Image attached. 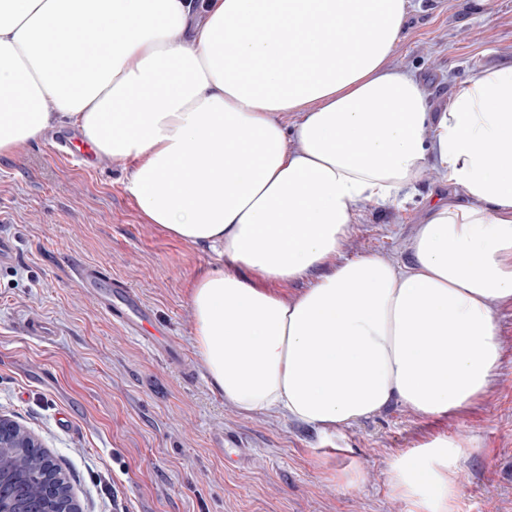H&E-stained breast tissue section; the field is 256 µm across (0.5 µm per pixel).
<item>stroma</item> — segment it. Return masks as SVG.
I'll use <instances>...</instances> for the list:
<instances>
[{
	"instance_id": "35a3bbf8",
	"label": "stroma",
	"mask_w": 512,
	"mask_h": 512,
	"mask_svg": "<svg viewBox=\"0 0 512 512\" xmlns=\"http://www.w3.org/2000/svg\"><path fill=\"white\" fill-rule=\"evenodd\" d=\"M391 65L416 72L447 106L474 72L512 65V0H411ZM60 128L0 157V413L39 436L82 512H412L390 488L396 455L438 435L470 443L453 476L454 512H512V304L493 302L502 348L487 394L430 419L394 402L323 433L215 393L192 346V277L212 251L168 237L126 183L133 160L63 154ZM462 200L438 169L404 202L359 203L337 262L411 261L431 196ZM96 267L152 311L139 334L108 315L76 272ZM245 449L226 462L213 442ZM355 476L346 486L332 471Z\"/></svg>"
}]
</instances>
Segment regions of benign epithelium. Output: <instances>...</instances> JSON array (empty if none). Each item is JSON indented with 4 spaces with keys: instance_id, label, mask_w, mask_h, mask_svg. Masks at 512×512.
<instances>
[{
    "instance_id": "1",
    "label": "benign epithelium",
    "mask_w": 512,
    "mask_h": 512,
    "mask_svg": "<svg viewBox=\"0 0 512 512\" xmlns=\"http://www.w3.org/2000/svg\"><path fill=\"white\" fill-rule=\"evenodd\" d=\"M25 448L39 449V471L29 472L18 464ZM54 471L55 462L42 440L0 414V512H81Z\"/></svg>"
}]
</instances>
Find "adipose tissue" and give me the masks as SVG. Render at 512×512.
Here are the masks:
<instances>
[{
  "label": "adipose tissue",
  "instance_id": "obj_1",
  "mask_svg": "<svg viewBox=\"0 0 512 512\" xmlns=\"http://www.w3.org/2000/svg\"><path fill=\"white\" fill-rule=\"evenodd\" d=\"M408 3L0 0V156L66 123L134 160L126 189L147 221L224 258L193 279V346L241 411L322 432L394 401L448 417L499 367L490 302H512V66L473 73L433 115L420 79L388 64ZM68 35L79 57L55 52ZM431 165L465 200L430 205L411 264H334L357 205L409 197ZM308 276L292 301L272 288ZM469 453L439 436L399 454L391 489L417 512H451Z\"/></svg>",
  "mask_w": 512,
  "mask_h": 512
}]
</instances>
